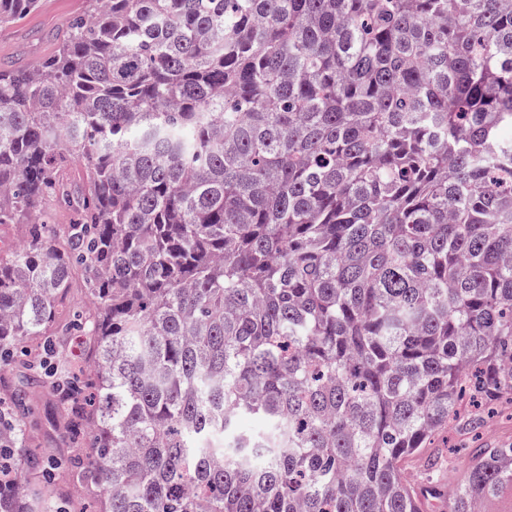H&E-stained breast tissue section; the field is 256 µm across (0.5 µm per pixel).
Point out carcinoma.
Instances as JSON below:
<instances>
[{
  "instance_id": "cac0c4a2",
  "label": "carcinoma",
  "mask_w": 512,
  "mask_h": 512,
  "mask_svg": "<svg viewBox=\"0 0 512 512\" xmlns=\"http://www.w3.org/2000/svg\"><path fill=\"white\" fill-rule=\"evenodd\" d=\"M42 0H0V28ZM0 64V512H487L400 462L512 402V0H86ZM73 215L50 232L58 212ZM79 279L90 306L70 303ZM55 345L59 369L71 378H86L89 368L83 355L80 336L60 337L56 340ZM26 384L20 369L14 366H0V396L8 397L16 389L24 387ZM29 405L38 421V425L33 432L35 448L52 451L57 455H70L72 448H68V445L62 439V435L54 426L51 403L41 396L40 398H34Z\"/></svg>"
}]
</instances>
